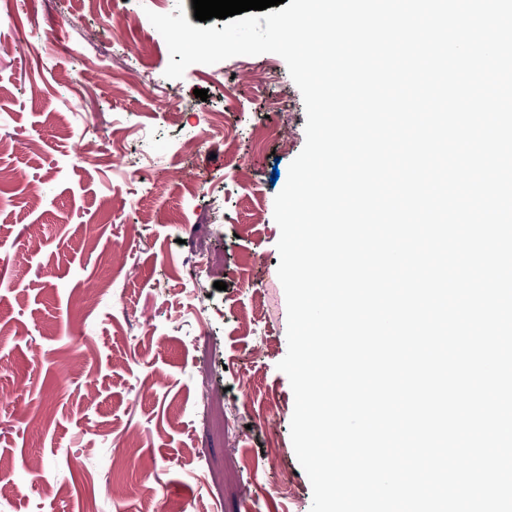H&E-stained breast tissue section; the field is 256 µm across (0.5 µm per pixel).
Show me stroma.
Listing matches in <instances>:
<instances>
[{"label": "stroma", "instance_id": "35a3bbf8", "mask_svg": "<svg viewBox=\"0 0 512 512\" xmlns=\"http://www.w3.org/2000/svg\"><path fill=\"white\" fill-rule=\"evenodd\" d=\"M180 3L0 0V512H311L273 216L303 97L274 53L166 78Z\"/></svg>", "mask_w": 512, "mask_h": 512}]
</instances>
